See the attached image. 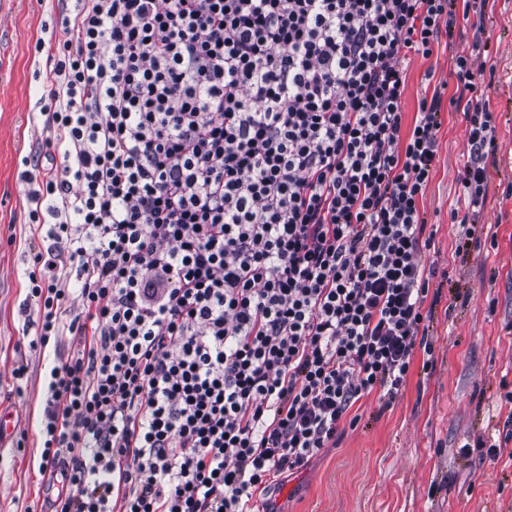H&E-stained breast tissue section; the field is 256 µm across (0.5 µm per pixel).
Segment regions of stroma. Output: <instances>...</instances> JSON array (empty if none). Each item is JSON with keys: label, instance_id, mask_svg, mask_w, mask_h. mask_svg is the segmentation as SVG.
<instances>
[{"label": "stroma", "instance_id": "1", "mask_svg": "<svg viewBox=\"0 0 512 512\" xmlns=\"http://www.w3.org/2000/svg\"><path fill=\"white\" fill-rule=\"evenodd\" d=\"M79 0H0V405L16 431L0 446V512H37L57 486L38 469L46 377L71 355V337L35 344L40 312L27 305L26 272L41 237L29 222L24 160L56 154L40 116L45 74L59 55L61 20ZM489 41L496 76L485 92L496 118L497 150L488 158L487 201L464 255L449 213L464 173L467 122L447 110L438 133L435 174L423 199L434 245L421 262L435 275L431 352L415 348L407 382L392 403L378 393L352 408L357 427L292 475L274 498L276 512H512V0L456 22L429 59L413 57L404 117L412 119L433 71L456 90L455 57ZM501 443L497 454L485 446Z\"/></svg>", "mask_w": 512, "mask_h": 512}]
</instances>
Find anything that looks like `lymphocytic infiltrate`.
Returning a JSON list of instances; mask_svg holds the SVG:
<instances>
[{
    "instance_id": "1",
    "label": "lymphocytic infiltrate",
    "mask_w": 512,
    "mask_h": 512,
    "mask_svg": "<svg viewBox=\"0 0 512 512\" xmlns=\"http://www.w3.org/2000/svg\"><path fill=\"white\" fill-rule=\"evenodd\" d=\"M487 0H90L62 20L30 221L49 371L39 469L54 512H274L280 477L395 396L431 276L420 203L444 108L469 124L451 219L496 148L488 49L404 126L413 57ZM75 266L77 298L58 286Z\"/></svg>"
}]
</instances>
